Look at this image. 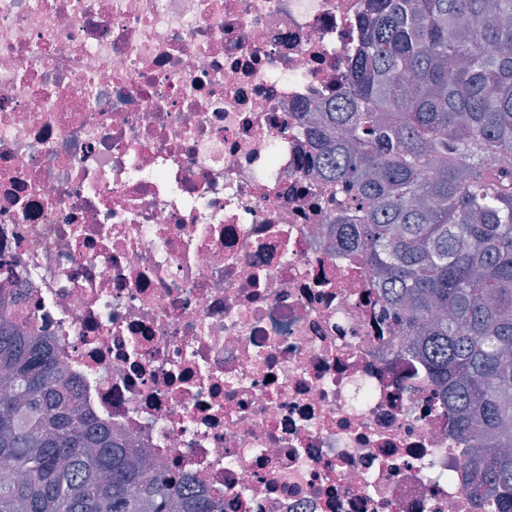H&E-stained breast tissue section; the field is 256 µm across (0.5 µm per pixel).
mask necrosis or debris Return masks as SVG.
<instances>
[{"mask_svg": "<svg viewBox=\"0 0 512 512\" xmlns=\"http://www.w3.org/2000/svg\"><path fill=\"white\" fill-rule=\"evenodd\" d=\"M365 0H0V312L224 512H476L308 115Z\"/></svg>", "mask_w": 512, "mask_h": 512, "instance_id": "necrosis-or-debris-1", "label": "necrosis or debris"}]
</instances>
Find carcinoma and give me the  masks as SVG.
<instances>
[{
    "label": "carcinoma",
    "instance_id": "1",
    "mask_svg": "<svg viewBox=\"0 0 512 512\" xmlns=\"http://www.w3.org/2000/svg\"><path fill=\"white\" fill-rule=\"evenodd\" d=\"M347 86L313 123L348 243L512 512V0H366ZM0 512H216L79 409L50 348L0 315Z\"/></svg>",
    "mask_w": 512,
    "mask_h": 512
}]
</instances>
